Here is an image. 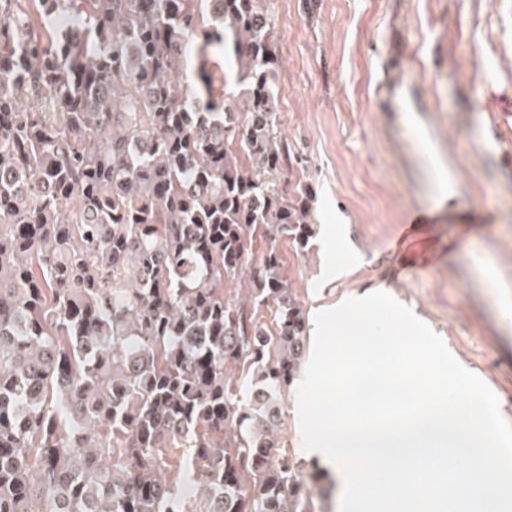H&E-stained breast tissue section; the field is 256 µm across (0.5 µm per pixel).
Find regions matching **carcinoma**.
Masks as SVG:
<instances>
[{
    "instance_id": "cac0c4a2",
    "label": "carcinoma",
    "mask_w": 512,
    "mask_h": 512,
    "mask_svg": "<svg viewBox=\"0 0 512 512\" xmlns=\"http://www.w3.org/2000/svg\"><path fill=\"white\" fill-rule=\"evenodd\" d=\"M210 2L0 0V512H324L278 441L310 189L265 0Z\"/></svg>"
}]
</instances>
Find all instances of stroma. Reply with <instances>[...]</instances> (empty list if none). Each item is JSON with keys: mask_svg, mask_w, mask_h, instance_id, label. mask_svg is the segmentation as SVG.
Returning <instances> with one entry per match:
<instances>
[{"mask_svg": "<svg viewBox=\"0 0 512 512\" xmlns=\"http://www.w3.org/2000/svg\"><path fill=\"white\" fill-rule=\"evenodd\" d=\"M288 186L315 234L282 249L306 312L385 285L512 423V7L501 0H267ZM412 109L388 111L382 81ZM425 239L397 253L409 217ZM337 245L323 246L330 225ZM280 441L305 472L295 400Z\"/></svg>", "mask_w": 512, "mask_h": 512, "instance_id": "obj_1", "label": "stroma"}]
</instances>
